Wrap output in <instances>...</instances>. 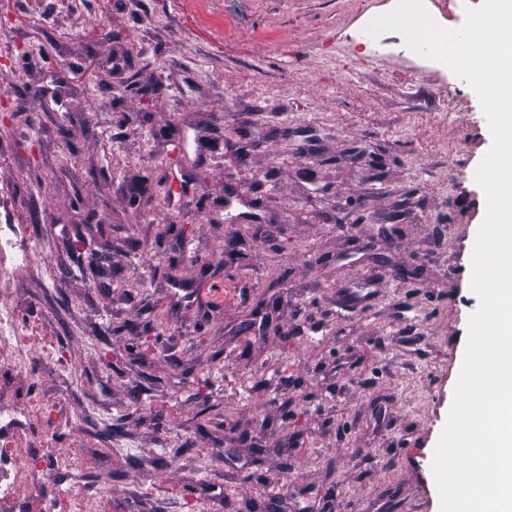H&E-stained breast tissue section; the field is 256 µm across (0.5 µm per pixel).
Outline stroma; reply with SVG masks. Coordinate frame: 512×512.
Here are the masks:
<instances>
[{
    "label": "stroma",
    "instance_id": "35a3bbf8",
    "mask_svg": "<svg viewBox=\"0 0 512 512\" xmlns=\"http://www.w3.org/2000/svg\"><path fill=\"white\" fill-rule=\"evenodd\" d=\"M389 9L0 0V203L70 364L43 451L111 512H440L492 136L401 34L372 52Z\"/></svg>",
    "mask_w": 512,
    "mask_h": 512
}]
</instances>
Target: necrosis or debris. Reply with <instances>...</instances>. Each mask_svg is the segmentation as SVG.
Masks as SVG:
<instances>
[{"label":"necrosis or debris","mask_w":512,"mask_h":512,"mask_svg":"<svg viewBox=\"0 0 512 512\" xmlns=\"http://www.w3.org/2000/svg\"><path fill=\"white\" fill-rule=\"evenodd\" d=\"M28 255L24 226L0 224V393L14 392L16 399L11 408H0V512H96L80 487L65 495L53 493L61 468L29 445L32 434L54 435L56 424L38 408L37 367L19 357L30 330L18 303ZM22 372L30 382L18 392L14 379Z\"/></svg>","instance_id":"necrosis-or-debris-1"}]
</instances>
